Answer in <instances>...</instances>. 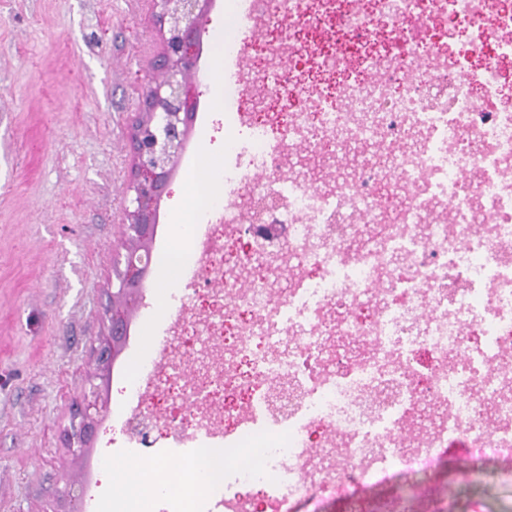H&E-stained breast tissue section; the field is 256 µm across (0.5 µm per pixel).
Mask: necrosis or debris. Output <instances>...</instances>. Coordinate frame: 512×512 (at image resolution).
<instances>
[{
	"mask_svg": "<svg viewBox=\"0 0 512 512\" xmlns=\"http://www.w3.org/2000/svg\"><path fill=\"white\" fill-rule=\"evenodd\" d=\"M268 26L257 75L224 80V118L260 111L224 152V193L195 209L249 236L212 262L220 308L209 351H182L178 394L200 400L176 479L126 512H249L246 486L275 512H324L364 488L422 478L456 460L502 464L512 486V0H256ZM445 35L416 29L419 17ZM287 20L280 29L279 20ZM336 40L311 47L321 30ZM408 37L397 46L393 31ZM309 65L282 68L281 37ZM383 66L381 79L370 70ZM289 147L376 160L316 186L286 174ZM305 264L288 291L286 261ZM255 276L240 282L239 271ZM165 364L129 383V445L162 460L144 398ZM436 410L419 443L405 425ZM322 443H315V436ZM223 464L204 455L216 441Z\"/></svg>",
	"mask_w": 512,
	"mask_h": 512,
	"instance_id": "4bbe7bcc",
	"label": "necrosis or debris"
}]
</instances>
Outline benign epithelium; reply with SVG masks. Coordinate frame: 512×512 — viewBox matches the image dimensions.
<instances>
[{"label": "benign epithelium", "mask_w": 512, "mask_h": 512, "mask_svg": "<svg viewBox=\"0 0 512 512\" xmlns=\"http://www.w3.org/2000/svg\"><path fill=\"white\" fill-rule=\"evenodd\" d=\"M162 51L155 66L159 79L149 82L137 120L129 135L131 166L126 206L125 253L116 261L108 307V338L97 348L98 365L110 367L115 343L128 335L129 302L147 277L149 247L153 240L160 202L166 194L196 120L199 92L189 75L202 56V36L216 0H156ZM98 387L90 385L83 403L75 410L67 445L83 453L93 443L97 416Z\"/></svg>", "instance_id": "7a95c632"}]
</instances>
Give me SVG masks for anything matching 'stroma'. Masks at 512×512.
I'll use <instances>...</instances> for the list:
<instances>
[{
	"label": "stroma",
	"instance_id": "obj_1",
	"mask_svg": "<svg viewBox=\"0 0 512 512\" xmlns=\"http://www.w3.org/2000/svg\"><path fill=\"white\" fill-rule=\"evenodd\" d=\"M206 28L200 112L161 202L129 337L103 378L94 349L108 332L113 259L125 239L128 130L160 51L154 0H0V512H107L120 475L98 462L126 450L127 375L158 339L192 348L211 311L212 275L200 257L189 264L193 287L158 276L177 214L193 201L181 186L194 183L203 153L223 158L230 133L213 95L224 79L213 49L220 2ZM174 294L186 295L188 312L169 337ZM94 376L104 409L92 448L76 456L65 433ZM443 483L460 500L512 494L495 469L466 480L452 468L359 503L362 512L380 501L386 512H422Z\"/></svg>",
	"mask_w": 512,
	"mask_h": 512
}]
</instances>
